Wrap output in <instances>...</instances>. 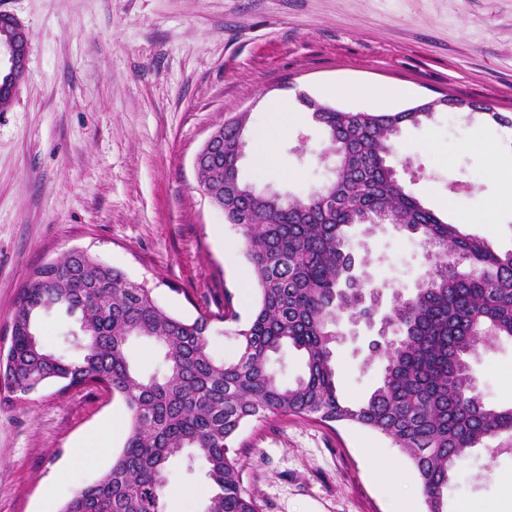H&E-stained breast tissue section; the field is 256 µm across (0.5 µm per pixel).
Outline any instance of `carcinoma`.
<instances>
[{
    "mask_svg": "<svg viewBox=\"0 0 512 512\" xmlns=\"http://www.w3.org/2000/svg\"><path fill=\"white\" fill-rule=\"evenodd\" d=\"M313 118L326 131L332 176L304 197L278 198L238 182L224 191V221L238 228L243 254L259 291L252 317L234 330L239 358H213L212 318L186 320L166 313L152 289L71 252L55 261L59 274L35 268L12 315L10 393L42 379L65 391L98 387L119 395L130 413L121 452L92 485L77 491L61 512H162L169 462L185 453L199 460L215 486L206 512H259L241 485L240 428L251 419L288 413L325 423L346 422L381 434L416 472L426 512H444V493L471 448L505 437L512 448V405H486L476 390L470 359L479 344L512 339V250L444 221L408 192L391 169L397 138L429 112H347L329 105ZM237 150L224 129V165L206 180L225 186ZM419 239L428 264L410 293L375 281L364 243L382 222ZM78 311L88 335L75 359L46 349L36 317L56 307ZM366 328L381 343V381L358 403L336 382L333 346L341 328ZM137 336L164 352L160 372L133 369L128 341ZM303 353L293 383L271 368L283 346Z\"/></svg>",
    "mask_w": 512,
    "mask_h": 512,
    "instance_id": "1",
    "label": "carcinoma"
}]
</instances>
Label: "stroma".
<instances>
[{"instance_id": "stroma-1", "label": "stroma", "mask_w": 512, "mask_h": 512, "mask_svg": "<svg viewBox=\"0 0 512 512\" xmlns=\"http://www.w3.org/2000/svg\"><path fill=\"white\" fill-rule=\"evenodd\" d=\"M30 32L27 74L0 107V343L32 269L81 248L151 288L168 313L195 319L232 302L240 320L258 291L236 226L197 186L208 135L249 115L245 182L290 196L319 185L324 129L305 93L341 109H393L453 95L512 116V0H0ZM294 112L265 165L254 143L270 105ZM401 183L466 232L512 249V133L485 115L437 112L403 129ZM491 216L492 225L481 222ZM378 282L412 290L418 239L379 228L367 240ZM367 336L336 348L337 383L367 397L379 362ZM491 405H512V340L472 362ZM120 397L0 390V512H60L123 447ZM108 448L94 463L74 448ZM242 482L260 512H425L411 463L359 426L280 415L244 424ZM202 463L173 459L163 512H205ZM512 512V453L474 448L449 507Z\"/></svg>"}]
</instances>
